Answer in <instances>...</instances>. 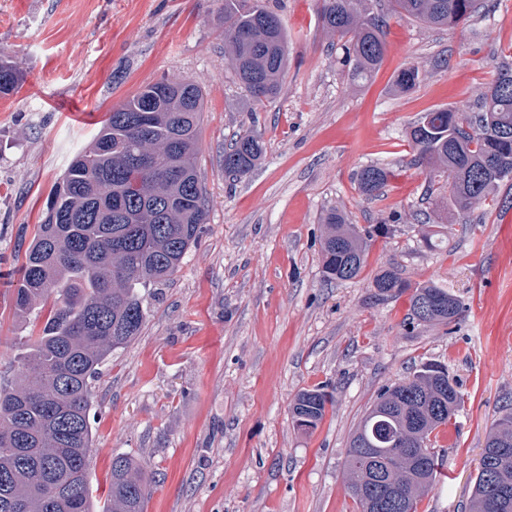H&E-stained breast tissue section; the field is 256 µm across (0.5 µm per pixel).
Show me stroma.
Returning <instances> with one entry per match:
<instances>
[{
  "label": "stroma",
  "instance_id": "1",
  "mask_svg": "<svg viewBox=\"0 0 512 512\" xmlns=\"http://www.w3.org/2000/svg\"><path fill=\"white\" fill-rule=\"evenodd\" d=\"M482 2L465 23L435 28L379 0L385 57L355 84L318 0H264L287 35L288 69L254 108L224 54V0H0V53L22 76L0 94V269L112 108L163 79L204 93L207 222L173 279L146 293L140 336L92 383L93 487L106 491L113 457L125 455L156 475L146 512H358L350 438L383 387L431 362L447 367L464 404L436 431L444 477L419 512H466L486 435L512 412V186L450 223L427 222V173L407 133L439 107L475 111L512 64V0ZM409 65L420 80L396 91ZM250 129L263 158L236 181L224 149ZM368 165L395 172L373 199L356 182ZM333 208L376 231L350 281L322 274L321 219ZM392 264L411 284L454 294L458 322L413 323L407 298L377 300L372 278ZM30 332L0 283V372ZM315 387L332 402L303 433L290 407Z\"/></svg>",
  "mask_w": 512,
  "mask_h": 512
}]
</instances>
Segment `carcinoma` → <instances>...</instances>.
I'll return each mask as SVG.
<instances>
[{"label":"carcinoma","mask_w":512,"mask_h":512,"mask_svg":"<svg viewBox=\"0 0 512 512\" xmlns=\"http://www.w3.org/2000/svg\"><path fill=\"white\" fill-rule=\"evenodd\" d=\"M394 9L423 24L456 26L480 0H392ZM323 28L342 42L343 66L353 81L372 76L385 54L374 0H320ZM224 53L255 102L278 94L288 67V40L262 0H224ZM0 83L8 94L20 74L0 54ZM419 82L402 68L400 91ZM203 91L193 81L147 85L112 110L93 146L69 164L46 200L41 222L23 255L0 279L13 288L20 320L47 310L25 337L11 378L0 382V512H145L152 473L126 456L112 458L104 497L92 495V380L99 365L140 336L142 290L179 270L201 225L205 190L197 156ZM415 161L429 169L426 194L448 212L466 211L512 180V66H501L482 95L479 111L437 108L410 127ZM263 157L260 138L239 134L224 149V172L243 178ZM393 171L369 165L357 174L361 193L382 194ZM322 273L330 281L355 279L373 241L370 229L350 224L337 209L323 219ZM371 287L381 301L409 294V318L449 325L462 302L435 283L413 285L395 266L379 270ZM321 388L298 394L294 428L309 432L326 415ZM447 369L430 363L382 389L357 425L346 451L352 496L359 512H418L440 476L430 436L462 408ZM512 449V413L495 421L473 480L469 512L495 508L498 487L512 484V468L496 469L497 451Z\"/></svg>","instance_id":"cac0c4a2"}]
</instances>
